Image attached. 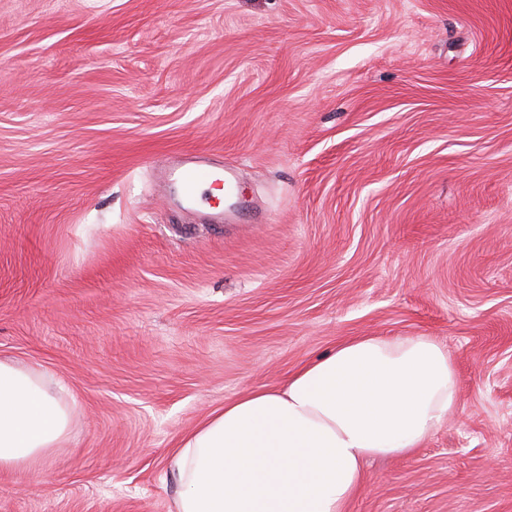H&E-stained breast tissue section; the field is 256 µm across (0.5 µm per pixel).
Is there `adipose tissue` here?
<instances>
[{"instance_id":"ef3b65f1","label":"adipose tissue","mask_w":512,"mask_h":512,"mask_svg":"<svg viewBox=\"0 0 512 512\" xmlns=\"http://www.w3.org/2000/svg\"><path fill=\"white\" fill-rule=\"evenodd\" d=\"M458 387L429 337L345 340L181 437L174 512H347L364 459L419 447L456 412ZM71 421L41 376L0 360V471L44 457Z\"/></svg>"}]
</instances>
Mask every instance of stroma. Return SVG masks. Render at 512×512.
I'll return each instance as SVG.
<instances>
[{
  "mask_svg": "<svg viewBox=\"0 0 512 512\" xmlns=\"http://www.w3.org/2000/svg\"><path fill=\"white\" fill-rule=\"evenodd\" d=\"M188 149L264 222L172 211ZM357 336L459 406L348 512H512V0H0V359L76 405L0 512H174L183 433Z\"/></svg>",
  "mask_w": 512,
  "mask_h": 512,
  "instance_id": "stroma-1",
  "label": "stroma"
}]
</instances>
